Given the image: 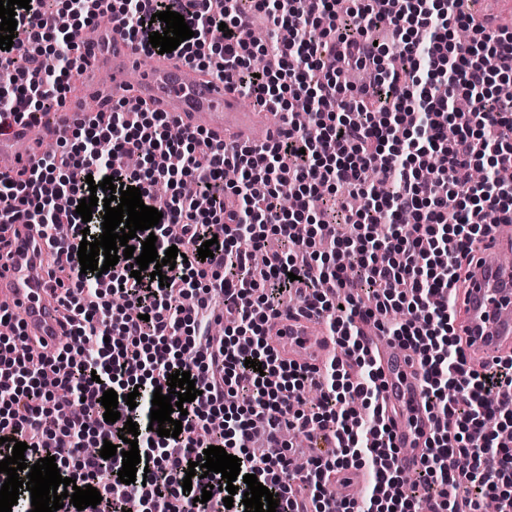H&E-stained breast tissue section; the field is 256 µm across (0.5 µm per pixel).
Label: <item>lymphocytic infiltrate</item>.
I'll return each instance as SVG.
<instances>
[{
    "label": "lymphocytic infiltrate",
    "instance_id": "obj_1",
    "mask_svg": "<svg viewBox=\"0 0 512 512\" xmlns=\"http://www.w3.org/2000/svg\"><path fill=\"white\" fill-rule=\"evenodd\" d=\"M462 0H65L53 12L46 0L17 9L11 49H0V124L27 119L33 108L58 106L81 71L79 38L105 11L117 14L121 36L144 53L163 32L157 12L183 15L193 36L176 58L224 81L266 112L281 114L280 136L262 145L225 144L183 129L165 112L116 108L86 119L87 133L66 150L43 152L22 177H0V224L36 227L58 258L39 264L43 283L61 287L69 311L65 340L51 355L18 357L0 345V456L27 443V465L54 457L61 476L97 488L103 502L121 497L149 512H245L218 473H205L204 449L218 445L241 460V474L275 488L276 512H482L494 499L512 512V354L482 368L460 346L454 305L462 273L477 243L497 225L512 223V184L498 173L512 161V102L497 89L512 80V33L485 26L461 9ZM264 20L274 38L244 35ZM226 35H219V28ZM467 28L466 43L452 33ZM387 42L374 44L371 29ZM262 55L265 68L250 60ZM357 69L377 72L375 83L352 87ZM310 113L307 127L295 112ZM240 171L228 184L224 171ZM486 171L475 181V169ZM116 176L140 188L145 205L162 218L137 232L132 246L155 234L158 253L177 247L186 256L163 268L168 285L149 271L131 275L120 259L106 273H82L65 260L62 226L94 241L102 232L105 192L90 222L74 211L89 197V182ZM197 193H182L184 181ZM294 187L292 207L279 199ZM359 194L361 207L338 203L339 191ZM281 247L266 248L269 236ZM213 240L212 257L198 250ZM291 296L301 310L323 318L342 350L320 370L281 360L267 321ZM226 324L223 335L209 325ZM379 323L392 344L412 355L424 385L434 431L414 475L419 492L402 487L401 450L393 443L382 397V372L364 325ZM262 364L254 371L252 361ZM190 372L198 395L184 403L179 437L150 430L156 387L175 371ZM320 394L306 410L300 392ZM116 391L120 418L106 422L101 397ZM135 393L136 406L125 398ZM80 402L82 417L58 404ZM222 416L227 436L211 435ZM93 425H86V418ZM138 424L145 482L121 483L122 455L84 456ZM291 429L333 444L334 457H310L301 485L281 439ZM262 435L267 449L250 447ZM196 463L191 490L182 483ZM370 466L360 497L329 492L330 476ZM166 476L170 490L157 495ZM211 499L197 505L206 485ZM232 507H225V497Z\"/></svg>",
    "mask_w": 512,
    "mask_h": 512
}]
</instances>
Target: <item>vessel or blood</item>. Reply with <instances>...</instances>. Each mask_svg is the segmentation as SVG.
<instances>
[{"label":"vessel or blood","instance_id":"obj_1","mask_svg":"<svg viewBox=\"0 0 512 512\" xmlns=\"http://www.w3.org/2000/svg\"><path fill=\"white\" fill-rule=\"evenodd\" d=\"M80 53L87 61L85 71L91 87H98L103 69L112 71V91L100 92L98 111L145 104L170 113L181 125L227 142H266L280 128L279 118L271 113L241 111L237 92L184 61L157 58L151 66H144L143 54L112 28L86 29L81 35ZM81 103V98L67 97L55 119L39 128L24 120L12 123L0 134V161L10 169L32 166L39 150L22 154L17 152V144L38 138L55 140L65 125L81 115ZM35 235V230H22L13 263L0 272V307L23 310L24 332L52 349L64 329L58 303L34 275L38 262L32 252ZM455 314L469 362L489 363L512 354L511 225H501L494 239L474 252ZM269 333L284 359L309 368L321 367L336 352L325 324L293 308L282 310L270 321ZM375 350L383 373L382 395L387 407L397 410L392 422L393 442L403 450L402 468L411 472L421 463L424 440L432 426V417L423 405L422 383L410 366L407 351L384 343L376 344Z\"/></svg>","mask_w":512,"mask_h":512}]
</instances>
